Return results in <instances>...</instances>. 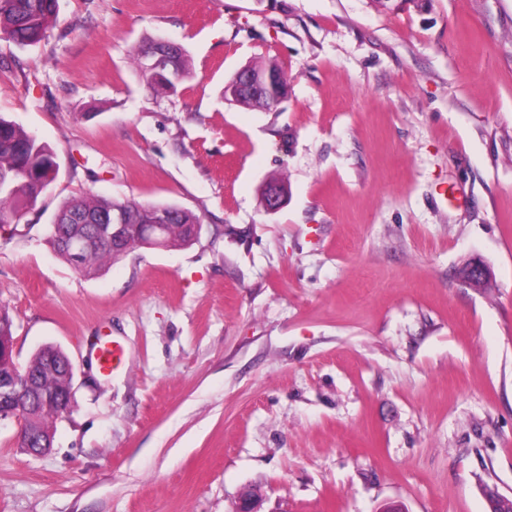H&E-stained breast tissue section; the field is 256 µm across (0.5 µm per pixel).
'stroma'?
Returning <instances> with one entry per match:
<instances>
[{"label": "stroma", "mask_w": 512, "mask_h": 512, "mask_svg": "<svg viewBox=\"0 0 512 512\" xmlns=\"http://www.w3.org/2000/svg\"><path fill=\"white\" fill-rule=\"evenodd\" d=\"M157 38L190 71L164 94L136 63ZM260 62L287 72L283 102L225 101ZM0 115L59 163L0 231V310L18 364L54 344L75 369L47 453L0 424V512L512 498V0H59L36 46L0 38ZM273 177L289 195L269 214ZM83 193L204 231L87 278L48 243ZM98 336L125 350L106 376Z\"/></svg>", "instance_id": "stroma-1"}]
</instances>
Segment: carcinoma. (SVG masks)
<instances>
[{
	"mask_svg": "<svg viewBox=\"0 0 512 512\" xmlns=\"http://www.w3.org/2000/svg\"><path fill=\"white\" fill-rule=\"evenodd\" d=\"M58 0H0V37L21 46L38 44L58 13ZM157 45L151 40L137 58V65L144 72L149 88L156 92H170L185 80L189 71L184 50L176 52L166 68L153 73L146 72L149 61L148 49ZM285 90L273 93L265 88L259 92L244 93L234 103L262 110H272L281 103ZM56 154L45 143L26 131L20 124L0 116V230L10 224L20 223L24 210L33 205L37 197L48 189L43 182ZM161 204H142L135 201H119L94 195L74 196L60 206L54 219L59 228L50 229L48 243L54 253L75 271L85 277L100 274L106 264L119 259L112 249L102 246L73 254L64 244L61 231L70 235H90L97 232L94 224H71L76 214L88 215L103 222L120 210L128 224H152ZM200 223L199 217L182 209L166 228V240L170 247L186 245L184 225ZM65 353L54 345H45L32 354L27 363L31 374L40 376V387L52 397V402L39 401L30 422L31 431L27 444L37 448L42 437L53 434L57 404L69 399V384L63 362Z\"/></svg>",
	"mask_w": 512,
	"mask_h": 512,
	"instance_id": "cac0c4a2",
	"label": "carcinoma"
}]
</instances>
